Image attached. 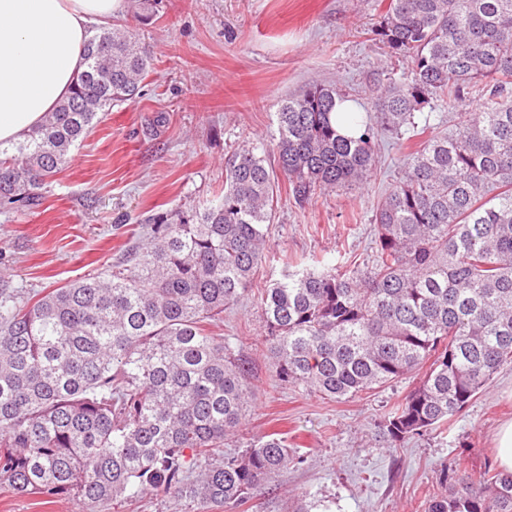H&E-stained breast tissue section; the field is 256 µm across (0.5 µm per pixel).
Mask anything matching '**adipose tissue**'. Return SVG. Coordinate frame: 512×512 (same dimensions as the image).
Listing matches in <instances>:
<instances>
[{"label":"adipose tissue","instance_id":"adipose-tissue-1","mask_svg":"<svg viewBox=\"0 0 512 512\" xmlns=\"http://www.w3.org/2000/svg\"><path fill=\"white\" fill-rule=\"evenodd\" d=\"M123 0H0V142L25 138L85 70L91 27Z\"/></svg>","mask_w":512,"mask_h":512}]
</instances>
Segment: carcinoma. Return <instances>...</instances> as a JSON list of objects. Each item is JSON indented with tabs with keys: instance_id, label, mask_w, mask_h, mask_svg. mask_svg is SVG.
Listing matches in <instances>:
<instances>
[{
	"instance_id": "obj_1",
	"label": "carcinoma",
	"mask_w": 512,
	"mask_h": 512,
	"mask_svg": "<svg viewBox=\"0 0 512 512\" xmlns=\"http://www.w3.org/2000/svg\"><path fill=\"white\" fill-rule=\"evenodd\" d=\"M375 35L409 74L378 97L357 137L336 127L334 84L282 99L274 161L298 205L364 181L381 131L418 147L373 214L362 267L302 269L263 289L278 381L348 399L429 367L385 418L389 446L443 427L512 364V0H386ZM71 95L16 144L0 143V202L40 205L98 113L139 93L149 51L102 27ZM482 106L471 111L469 98ZM433 100L454 130L420 116ZM224 195L177 224L148 219V243L104 276L39 297L0 282V487L67 494L92 512L146 491L221 507L300 461L277 432L242 454L251 371L205 324L252 291L270 247L276 184L260 146L225 163ZM425 512H512V472L486 468L428 495Z\"/></svg>"
}]
</instances>
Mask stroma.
I'll use <instances>...</instances> for the list:
<instances>
[{
	"label": "stroma",
	"instance_id": "stroma-1",
	"mask_svg": "<svg viewBox=\"0 0 512 512\" xmlns=\"http://www.w3.org/2000/svg\"><path fill=\"white\" fill-rule=\"evenodd\" d=\"M381 16L380 0H158L145 21L136 0H124L112 25L153 59L142 94L99 113L40 206L0 209V275L40 292L111 269L142 241L152 214L174 218L222 196L226 158L242 146L272 147L281 100L311 85L339 84L369 117L385 79L408 71L374 34ZM161 113L168 124L154 125ZM381 140L367 184L319 191L301 206L279 179L270 249L253 292L217 323L216 333L249 361L256 386L246 429L225 442V455L276 430L302 458L225 512H424L441 474L475 477L496 463L493 436L512 420V365L450 425L397 448L381 422L421 373L339 401L272 375L257 294L298 269L370 259L374 208L411 148L388 132ZM0 512L77 506L69 497L0 488Z\"/></svg>",
	"mask_w": 512,
	"mask_h": 512
}]
</instances>
